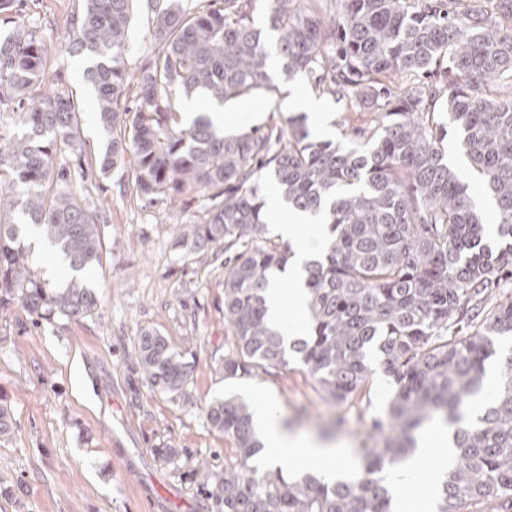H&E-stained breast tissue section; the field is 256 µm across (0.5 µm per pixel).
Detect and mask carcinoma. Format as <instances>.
<instances>
[{
    "mask_svg": "<svg viewBox=\"0 0 512 512\" xmlns=\"http://www.w3.org/2000/svg\"><path fill=\"white\" fill-rule=\"evenodd\" d=\"M22 0H0V306L19 300L36 317L90 315L93 291L52 288L35 274L23 225H33L79 273L100 264L96 211L71 169L107 176L131 157L143 200L201 191L204 206L180 233L193 250L224 247V378L288 370L299 361L333 405L352 402L373 367L392 379L387 440L356 479L326 483L262 469L252 407L207 403L210 426L234 448L204 463L212 512H391L384 472L416 448L431 422L454 428L453 463L435 512H512V0H76L66 52L84 61L105 149L85 151L79 89L49 72L45 40L15 20ZM146 5L158 50L129 71L130 29ZM288 77L350 101L371 119L358 138L318 140L307 116L240 134L205 116L187 126L182 98L224 104L274 88L270 48ZM454 130L497 213L493 240L469 184L448 162ZM272 178L292 212L324 225L325 244L304 264L308 318L286 343L265 319L274 272L293 254L270 236L262 191ZM501 372L473 420L465 408ZM137 365L160 395L185 400L194 364L154 330L138 336Z\"/></svg>",
    "mask_w": 512,
    "mask_h": 512,
    "instance_id": "carcinoma-1",
    "label": "carcinoma"
}]
</instances>
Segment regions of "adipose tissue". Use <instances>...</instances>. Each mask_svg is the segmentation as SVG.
<instances>
[{
    "mask_svg": "<svg viewBox=\"0 0 512 512\" xmlns=\"http://www.w3.org/2000/svg\"><path fill=\"white\" fill-rule=\"evenodd\" d=\"M267 219L288 238L294 251L286 272L277 275L271 282L267 320L285 338L293 339L298 337L299 326L308 316L307 294L301 281L302 264L320 250L323 243L322 227L308 223L302 214L286 215L275 207L271 208ZM253 422L268 450L265 457L268 465L276 466L294 459L298 461L300 469L316 472L328 482L339 478L352 479L359 473L357 463L332 443L289 433L281 413L266 398H255ZM450 444V428H436L420 440L416 450L390 472L388 480L399 505H407L410 487L417 484L427 460L434 457L438 465L426 483V492L418 507V512H431L436 487L452 463Z\"/></svg>",
    "mask_w": 512,
    "mask_h": 512,
    "instance_id": "ef3b65f1",
    "label": "adipose tissue"
}]
</instances>
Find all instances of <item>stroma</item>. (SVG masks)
<instances>
[{"instance_id": "obj_1", "label": "stroma", "mask_w": 512, "mask_h": 512, "mask_svg": "<svg viewBox=\"0 0 512 512\" xmlns=\"http://www.w3.org/2000/svg\"><path fill=\"white\" fill-rule=\"evenodd\" d=\"M73 3L24 0L19 20L40 28L50 67L82 88L83 63L61 51ZM271 74L275 90L252 99L258 120L231 131L301 114V101L312 99L328 114L327 138L348 133L346 100L318 95L305 77ZM75 186L96 209L104 241L100 266L85 276L97 307L81 319L36 320L21 302L0 306V402L15 426L0 440V512H211L195 471L205 459L223 463L230 443L201 407L229 393L266 397L295 434L314 437L318 423L335 421L339 449L356 461L382 447V433L370 427L392 395L382 371L340 407L320 397L298 362L278 375L225 379L224 250L193 253L177 237L203 193L184 207L147 203L121 165L108 180L88 175ZM148 329L194 361L189 403L168 402L142 378L136 342ZM168 447L176 456L162 458Z\"/></svg>"}]
</instances>
